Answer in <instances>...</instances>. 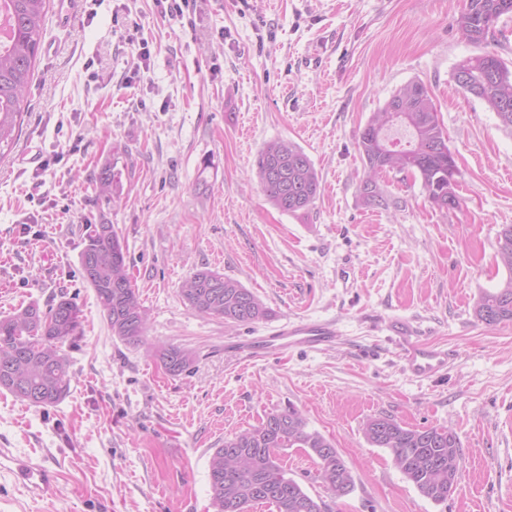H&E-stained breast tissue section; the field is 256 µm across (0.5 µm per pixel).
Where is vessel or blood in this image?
<instances>
[{"label": "vessel or blood", "mask_w": 512, "mask_h": 512, "mask_svg": "<svg viewBox=\"0 0 512 512\" xmlns=\"http://www.w3.org/2000/svg\"><path fill=\"white\" fill-rule=\"evenodd\" d=\"M403 336L402 356L406 369L415 377L428 379L442 373L448 366V352L443 347L414 342L411 324L398 322L393 326ZM336 342V328L329 321H288L258 336L238 344L236 351L243 359H260L274 352L303 346L312 351L332 347ZM18 480L44 491L55 483V475L46 467L28 461L15 464Z\"/></svg>", "instance_id": "obj_1"}]
</instances>
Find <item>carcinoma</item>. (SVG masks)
Returning a JSON list of instances; mask_svg holds the SVG:
<instances>
[{"label":"carcinoma","instance_id":"1","mask_svg":"<svg viewBox=\"0 0 512 512\" xmlns=\"http://www.w3.org/2000/svg\"><path fill=\"white\" fill-rule=\"evenodd\" d=\"M49 0H0V158L9 154L18 137L27 106L26 91L36 59ZM512 16V0H467L457 26L480 45L497 21ZM468 80L458 84L481 100L503 127L512 129V70L492 52L466 57ZM358 148L367 166L361 184L364 205L386 207L379 183L387 171L420 177L429 200L441 209L460 206L456 185L448 184V163L455 162L429 90L410 82L393 93L373 113L359 133ZM258 175L267 201L288 214L306 211L320 190L309 156L285 140L268 142L257 157ZM98 195L113 199L122 189L121 172L104 165L93 178ZM498 256L508 277L494 292L479 297L478 319L487 325L512 322V225L498 236ZM83 280L93 288L113 336L133 346L143 343L146 309L132 283L124 246L110 224H88L80 254ZM184 302L196 312L217 316L228 324L244 325L267 319L271 310L233 278L201 269L180 285ZM81 334V310L62 293L41 308L36 302L0 318V389L36 408L58 404L70 392L71 361L63 351ZM160 366L176 376L190 369L196 353L188 348L159 345L149 350ZM371 445L387 448L396 467L424 496L445 502L451 494L448 464L460 456L456 434L444 427L408 429L385 418L369 419L363 429ZM302 448L319 461L320 475L338 496L350 493L353 477L337 448L316 431L296 408L270 413L259 425L224 439L209 461L215 512H250L270 504L276 512H321V507L295 479L287 476L280 450Z\"/></svg>","mask_w":512,"mask_h":512}]
</instances>
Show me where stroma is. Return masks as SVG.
I'll use <instances>...</instances> for the list:
<instances>
[{"mask_svg":"<svg viewBox=\"0 0 512 512\" xmlns=\"http://www.w3.org/2000/svg\"><path fill=\"white\" fill-rule=\"evenodd\" d=\"M52 2L22 133L0 161V317L65 292L82 333L65 346L73 380L56 406L0 390V512H214L213 449L291 407L354 477L336 495L304 449L282 450L322 512H512V323L474 313L507 277L512 131L451 77L483 50L512 68V17L479 47L456 25L466 0H189L179 15L157 0H84L67 25ZM414 81L448 134L454 210L395 171L380 180L388 206L360 200L358 134ZM276 139L298 144L319 177L299 215L261 191L256 157ZM108 162L122 173L116 201L89 182ZM103 221L125 245L148 342L195 350L188 372L169 375L113 337L80 275L83 230ZM203 268L238 280L270 317L230 326L192 310L178 289ZM287 319L332 321L335 346L236 354ZM394 320L452 352L444 375L405 370ZM374 417L456 433L463 468L447 502L365 440ZM26 458L54 471L52 489L14 476Z\"/></svg>","mask_w":512,"mask_h":512,"instance_id":"stroma-1","label":"stroma"}]
</instances>
